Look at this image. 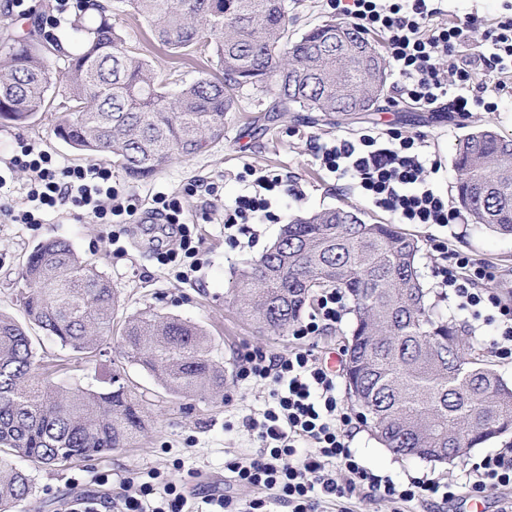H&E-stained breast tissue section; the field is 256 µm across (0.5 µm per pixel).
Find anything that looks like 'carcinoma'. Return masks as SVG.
<instances>
[{"label": "carcinoma", "instance_id": "obj_1", "mask_svg": "<svg viewBox=\"0 0 512 512\" xmlns=\"http://www.w3.org/2000/svg\"><path fill=\"white\" fill-rule=\"evenodd\" d=\"M120 2L173 52H212L217 74L170 93L104 12L82 14L66 51L36 36L0 50L1 124L31 123L61 83L72 112L57 137L144 179L172 155L189 157L223 139L235 91L245 85L269 92L272 112H373L385 96L377 40L333 21L295 38L284 0ZM51 55L63 68L51 67ZM454 171L457 199L472 223L512 235V137L490 126L473 130L457 144ZM359 216L336 208L284 225L239 274V315L283 335L320 289H341L355 318L346 385L370 431L402 457L461 460L512 431V385L435 311L418 270L419 240L393 224L357 223ZM21 277L29 286L25 320L0 313V512L33 495L35 472L127 448L145 428L134 387L120 370L106 387L76 390L36 373V331L96 356L120 306L109 280L63 239L36 245ZM121 349L175 399L224 391V368L195 323L133 316Z\"/></svg>", "mask_w": 512, "mask_h": 512}]
</instances>
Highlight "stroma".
Returning <instances> with one entry per match:
<instances>
[{"label": "stroma", "mask_w": 512, "mask_h": 512, "mask_svg": "<svg viewBox=\"0 0 512 512\" xmlns=\"http://www.w3.org/2000/svg\"><path fill=\"white\" fill-rule=\"evenodd\" d=\"M78 4L79 0H70L65 20L56 29L45 23L56 10V0H20L19 7L13 9L0 4V41L8 36L25 37L32 30L42 38L66 37L78 15ZM446 6L451 22L476 13L491 25L512 15V0H447ZM104 8L128 47L150 60L156 76L165 81L168 89L213 72L210 57L196 53L176 55L155 43L147 25L123 12L119 0H104ZM49 99V110L31 124H0V161L9 162L20 153L22 144L34 143L62 164H89L88 156L55 135L57 123L70 110L68 99L58 88L50 91ZM271 102L268 93L243 87L238 111L229 113L224 122L223 139L205 152L192 157L173 156L158 173L140 181L130 179L120 167L112 169L113 184L139 198L141 214L151 213L155 193L181 200L193 236L200 241L203 260L202 267L190 279L176 277L172 267L159 263L158 253L177 245L160 225L103 224L95 218H78L69 205L46 216L41 224H11L0 215V310L21 316L20 294L27 289L20 270L23 257L45 239H64L82 258L94 263L120 295L123 304L115 316L116 323L151 310L202 326L212 340L215 360L224 367L225 378L223 395L177 400L161 390L140 365L124 361L116 339L104 340L99 354L85 360L61 348L56 339L41 337L37 346L41 376L71 387H84L109 377L113 368L124 367L138 387L147 425L132 447L80 460L63 470L38 472L33 496L14 512H63L69 498L90 491L116 500L124 495L126 481L150 471L168 475L195 497L215 492L241 501L256 497L255 489L231 482L228 465L259 452L260 443L245 421L265 409L270 387L264 382L237 381L234 365L238 353L260 349L270 355L279 354L300 344L320 359H340L354 317L345 314L335 326L300 343L289 334L270 335L238 317L233 303L238 273L245 262L259 257L277 238L283 224L295 217L355 207L367 222L394 221L390 213L365 204L351 183L336 180L323 168L315 154L316 145L336 137L355 136L368 127L379 132L395 128L423 135L429 154L441 163L432 180L443 195L452 198L456 195L453 159L459 140L486 124L502 135H512V101L505 102L500 111H477L465 118L447 111L431 112L401 101L397 80L392 76L387 79L386 95L377 111L342 113L331 118L318 112H276L264 125L248 129L250 118L268 111ZM248 166L290 176L305 195L300 200L282 199L275 209L276 222L257 225L252 242L236 246L225 239L218 216L247 189L241 176ZM192 184L197 185L198 191L190 197L185 189ZM207 184L216 186L214 195L205 194L203 187ZM402 230L420 243L418 268L427 287L434 290L436 285L433 272L441 259L435 243L444 240L449 248L488 262L495 274L493 288L512 297V236L470 223L448 227L406 224ZM432 299L438 312L461 326L497 372L512 382V356L496 354L494 326L456 310L453 300L442 298L435 291ZM349 413L355 425L351 447L362 466L396 481L423 475L459 480L485 455L512 443V433H507L450 463L406 459L393 454L371 435L357 408H350Z\"/></svg>", "instance_id": "obj_1"}]
</instances>
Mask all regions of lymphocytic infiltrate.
<instances>
[{"label":"lymphocytic infiltrate","instance_id":"1","mask_svg":"<svg viewBox=\"0 0 512 512\" xmlns=\"http://www.w3.org/2000/svg\"><path fill=\"white\" fill-rule=\"evenodd\" d=\"M333 6L337 17L350 20L360 31L383 35L402 99L464 117L477 108L498 111L502 98L512 94L511 16L486 28L481 16L473 13L457 23L443 22L444 10L437 0H333ZM479 27L485 30L484 52L474 60L457 59L458 47ZM447 57L455 61L450 83L438 71L439 62ZM481 72L487 79L480 83L476 76ZM317 156L329 173L354 183L367 203L391 213L399 223L445 227L465 221L430 181L438 162L425 152L421 136L368 129L351 139L319 144ZM10 164L29 175L24 202L5 211L12 221L33 224L38 216L65 204L106 224L128 223L138 212L136 199L113 186L106 165L62 167L32 144L23 145ZM252 184V191L237 196L224 212L230 243H237L250 225L273 221L272 204L280 197L303 196L297 185L278 173H258ZM153 201L155 214L176 227L180 236L178 250L163 253L161 264L184 257L190 268H197L199 248L189 225L181 220L180 200L159 192ZM444 259L437 270L439 288L450 290L458 309L473 317H480L483 306L496 309L501 341L497 352L512 354V300H502L490 288L488 265L457 250L445 253ZM345 310L340 289H323L307 319L297 324L294 337L321 334L341 321ZM235 376L272 385L271 401L261 418L246 421L261 443L259 454L228 466L234 482L261 488L265 495L245 502L215 493L202 496L213 512H270L276 504L287 506L289 512H318L324 498L339 502L338 512H349L344 502L358 492L392 503L393 512H406L415 502L437 498L446 503L456 498L457 486L451 481L413 477L397 483L362 467L350 446L353 422L337 394V372L311 351L296 347L275 356L249 351L238 356ZM333 464L344 471L345 481H337L330 472ZM467 483L476 495L490 487L504 490L499 512H512V447L483 457L469 471ZM119 506L120 512H194L183 487L165 478L138 483L136 493Z\"/></svg>","mask_w":512,"mask_h":512}]
</instances>
